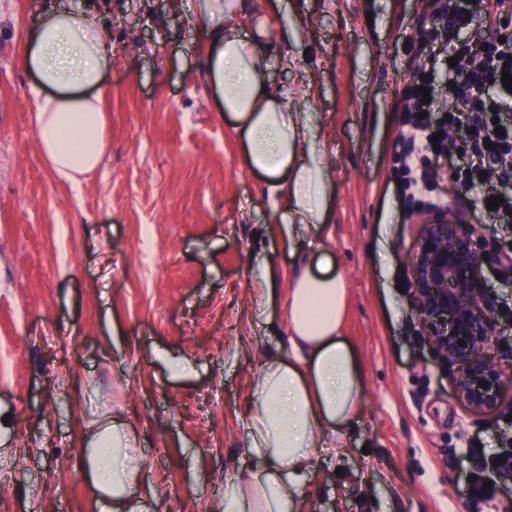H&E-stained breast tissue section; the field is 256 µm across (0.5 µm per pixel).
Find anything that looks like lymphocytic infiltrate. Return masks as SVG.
<instances>
[{
  "label": "lymphocytic infiltrate",
  "mask_w": 512,
  "mask_h": 512,
  "mask_svg": "<svg viewBox=\"0 0 512 512\" xmlns=\"http://www.w3.org/2000/svg\"><path fill=\"white\" fill-rule=\"evenodd\" d=\"M496 7V0H435L426 36L439 47L413 70L401 107L414 134L400 154V192L426 199L431 210H448L449 199L434 187L451 173L460 189H482L481 202L492 205L495 223L512 230V191L500 190L512 184V93L501 81L503 73L512 74V49L461 40L477 17ZM445 53L457 60L446 70L448 93L424 101L422 91L432 88Z\"/></svg>",
  "instance_id": "f902f5d3"
}]
</instances>
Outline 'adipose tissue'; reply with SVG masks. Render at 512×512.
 Listing matches in <instances>:
<instances>
[{"instance_id": "ef3b65f1", "label": "adipose tissue", "mask_w": 512, "mask_h": 512, "mask_svg": "<svg viewBox=\"0 0 512 512\" xmlns=\"http://www.w3.org/2000/svg\"><path fill=\"white\" fill-rule=\"evenodd\" d=\"M239 0H194L199 48L221 109L235 124L246 165L289 203L288 238L315 235L326 221L333 181L309 137L307 113L280 106L267 88L260 38L237 27ZM21 69L36 76L35 128L50 169L77 182L106 149L100 107L112 66V33L97 10L51 0L20 48ZM288 290V344L257 372L247 419L252 464L231 479L222 512H299L318 450L332 451L362 403L357 355L344 338L348 284L331 252L318 248ZM146 461L123 425L90 438L80 470L94 490V512H149L157 496L139 481Z\"/></svg>"}]
</instances>
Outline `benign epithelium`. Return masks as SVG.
Returning <instances> with one entry per match:
<instances>
[{
  "instance_id": "obj_1",
  "label": "benign epithelium",
  "mask_w": 512,
  "mask_h": 512,
  "mask_svg": "<svg viewBox=\"0 0 512 512\" xmlns=\"http://www.w3.org/2000/svg\"><path fill=\"white\" fill-rule=\"evenodd\" d=\"M497 42L512 47V9L499 13ZM495 248L477 245L463 224L446 215L432 217L409 258V270L429 335L444 356L460 366L458 397L477 410L501 405L503 360L487 345L497 311L485 302L479 281Z\"/></svg>"
}]
</instances>
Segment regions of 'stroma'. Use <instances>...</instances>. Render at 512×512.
<instances>
[{"instance_id":"1","label":"stroma","mask_w":512,"mask_h":512,"mask_svg":"<svg viewBox=\"0 0 512 512\" xmlns=\"http://www.w3.org/2000/svg\"><path fill=\"white\" fill-rule=\"evenodd\" d=\"M266 26L267 83L310 115L334 179L320 242L350 288L345 336L363 385L338 449L314 458L300 512H466L467 452L512 451L502 404L455 393L457 365L424 327L407 258L425 215H402L397 104L424 57L430 0H244ZM45 0H0V512H91L78 461L93 425H129L156 487L152 512H221L250 462L252 380L288 337L287 201L245 164L216 109L193 0H111L117 49L103 100L107 150L73 185L37 142L34 77L16 56ZM474 189L453 211L507 247ZM280 273L265 318L250 287ZM189 360L191 369L169 364Z\"/></svg>"}]
</instances>
